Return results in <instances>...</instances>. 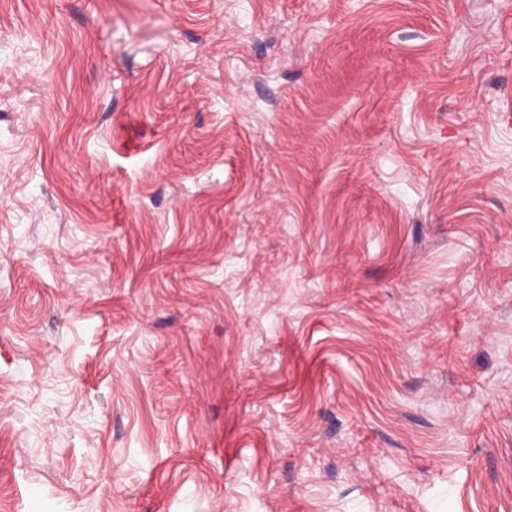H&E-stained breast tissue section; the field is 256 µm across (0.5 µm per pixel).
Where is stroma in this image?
Returning <instances> with one entry per match:
<instances>
[{
	"instance_id": "35a3bbf8",
	"label": "stroma",
	"mask_w": 512,
	"mask_h": 512,
	"mask_svg": "<svg viewBox=\"0 0 512 512\" xmlns=\"http://www.w3.org/2000/svg\"><path fill=\"white\" fill-rule=\"evenodd\" d=\"M0 512H512V0H0Z\"/></svg>"
}]
</instances>
